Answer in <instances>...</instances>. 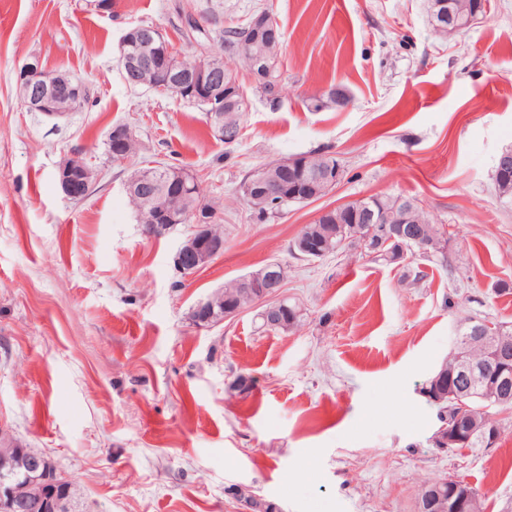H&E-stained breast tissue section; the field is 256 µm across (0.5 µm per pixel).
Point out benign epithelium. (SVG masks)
<instances>
[{
    "instance_id": "1",
    "label": "benign epithelium",
    "mask_w": 512,
    "mask_h": 512,
    "mask_svg": "<svg viewBox=\"0 0 512 512\" xmlns=\"http://www.w3.org/2000/svg\"><path fill=\"white\" fill-rule=\"evenodd\" d=\"M428 11L433 26L449 36L473 27L486 12L485 0H428ZM251 38L242 44L250 58L249 72L263 83L270 78L273 63L267 49L279 45V30L271 15H260L252 23ZM121 66L125 82L157 90L174 88L179 96L194 104L208 106V126L212 134L224 138V118L230 112H240L246 104L243 89L224 73L223 63L216 57L203 56L192 69L181 64V57L173 50L164 35L156 28H131L121 40ZM18 83L24 95L22 104L30 112L63 118L78 111L87 102L85 85L66 73L51 72L37 57L22 64ZM132 132L118 126L108 132L106 143L109 155L121 158ZM95 175L78 156L70 158L57 173V182L63 194L71 200L85 198ZM341 178V166L333 157H323L312 167L309 158L297 156L283 159L275 173L256 172L248 182L246 200L254 207L274 200L278 203L300 198L313 201L324 190L333 188ZM494 183L500 197L506 196L512 184V148L504 149L497 157ZM126 192L153 209L152 223L144 225L149 238L163 235L175 220L172 212L157 203L158 192L153 181L136 178L126 182ZM165 194L181 198L189 214L194 216L191 233L176 251L174 264L185 275L204 267L223 252L224 232L210 223L208 210L194 186L185 178L173 181ZM414 202L402 197L387 205L376 199L362 198L351 206L325 210L315 223L328 227L323 238L308 231L299 233L290 246L291 252L312 260L331 249L332 239L340 237L350 246L383 258L390 264H406L407 250L438 254L445 250L444 237H432L423 232L421 224L412 218ZM288 277L287 267L271 261L255 272L234 280L229 288H221L201 300L192 311L193 321L199 325L219 323L248 310L259 311L263 328L278 330L296 320L300 310L288 304L282 288ZM479 338L483 353L471 352L474 338ZM463 389L455 394L458 407L477 393L489 392L499 399L512 398V327L492 324L470 318L457 326L449 353ZM471 428L460 424L442 425L434 442L443 448L468 443L474 436ZM473 493L458 481L423 484L416 502V512H472ZM73 501L71 484L61 479L51 457L19 448L15 444H0V512H71Z\"/></svg>"
}]
</instances>
